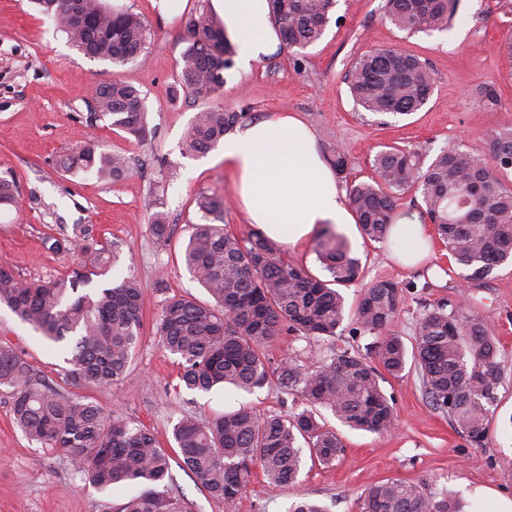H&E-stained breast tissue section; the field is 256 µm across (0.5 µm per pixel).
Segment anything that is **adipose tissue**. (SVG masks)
<instances>
[{
  "mask_svg": "<svg viewBox=\"0 0 512 512\" xmlns=\"http://www.w3.org/2000/svg\"><path fill=\"white\" fill-rule=\"evenodd\" d=\"M210 5L223 19L227 37L242 45V66L277 48L269 0H210ZM223 159L242 209L272 239L294 247L309 241L319 225L355 221L311 127L294 114L276 112L226 134ZM388 241L408 266L430 252L429 234L415 215L392 225Z\"/></svg>",
  "mask_w": 512,
  "mask_h": 512,
  "instance_id": "adipose-tissue-1",
  "label": "adipose tissue"
}]
</instances>
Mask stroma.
Instances as JSON below:
<instances>
[{"label": "stroma", "instance_id": "obj_1", "mask_svg": "<svg viewBox=\"0 0 512 512\" xmlns=\"http://www.w3.org/2000/svg\"><path fill=\"white\" fill-rule=\"evenodd\" d=\"M106 3L147 18L153 35L145 60L117 66L87 57L37 14L31 0H0V176L17 185L15 202L0 204V266L27 281L61 278L93 257L72 246L78 227L87 239L113 251L117 261L109 280L131 276L143 291L141 337L128 376L88 394L106 412L149 429L161 447H172V427L189 413L205 420L242 404L261 415L297 411L299 399L275 384L250 394L184 390L178 358L159 341L157 325L167 297L209 299L182 257L191 226L199 220L196 198L222 194L228 201L226 229L244 237L252 226L235 199L221 148L194 155L184 147L196 114L206 107L205 101L169 94L188 38L184 16L168 17L160 0ZM383 5L384 0H338L340 21L329 24L320 40L298 52L281 47L247 71L233 67L216 104L245 113L250 123L273 112L295 113L313 129L322 156L336 144L346 149L349 178L356 182L371 175L381 145L415 147L432 157L446 145L471 149L489 130L512 129V67L499 52L512 37V0H459L447 29L411 37L384 19ZM382 47L428 59L436 83L420 112L377 125L372 115L357 114L347 73L358 55ZM111 80L127 82L142 94L150 130L146 139L99 119L93 91ZM91 134L105 150L129 159L125 179L103 183L91 175L58 172L61 156ZM154 195L164 202L166 239L150 231L148 201ZM349 244L364 265L366 281L390 280L402 288L405 302L392 328L405 341L415 336L425 306L456 301L460 280L449 273L440 243H433L420 270L400 265L387 242L367 244L356 235ZM470 294L466 311L481 317L498 339L503 367L485 445L471 444L448 415L431 408L416 372L388 376L381 386L393 401V428L372 433L337 425L346 452L332 468L304 461L290 487L270 486L255 475L239 512H288L302 498L319 501L329 512H361L365 490L391 479L430 480L460 494L483 488L512 499V264L496 267ZM372 341L347 328L331 342L284 336L268 350L275 359L310 365L339 347L366 352ZM0 344L21 352L61 391H71L56 347L3 307ZM130 493L121 487L101 494L75 480L67 459L29 442L14 426L8 395L0 390V512H99L102 504Z\"/></svg>", "mask_w": 512, "mask_h": 512}]
</instances>
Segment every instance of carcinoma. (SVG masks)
I'll list each match as a JSON object with an SVG mask.
<instances>
[{
	"label": "carcinoma",
	"mask_w": 512,
	"mask_h": 512,
	"mask_svg": "<svg viewBox=\"0 0 512 512\" xmlns=\"http://www.w3.org/2000/svg\"><path fill=\"white\" fill-rule=\"evenodd\" d=\"M63 0H34L68 42L84 55L124 65L139 59L150 36L147 19L134 11H112L103 0H73L85 17L71 23ZM337 0H270L271 15L290 49L316 43L332 19ZM458 0H386L385 15L409 35L448 27ZM189 34L172 96L184 92L198 100L219 93L234 66L236 46L224 35L217 17L202 8L186 21ZM348 89L354 104L375 116L407 117L420 111L435 86L434 70L419 56L393 48L365 52L352 62ZM96 110L110 125L141 138L147 111L141 93L114 80L97 87ZM245 118L212 106L197 113L186 137L192 154L204 155ZM481 149L446 147L430 163L417 150L385 145L372 163L374 176L351 183L348 202L364 238L385 240L394 223L399 196L412 191L421 199L420 215L433 224L448 260L467 271L466 284L484 279L512 261V186L503 180L512 170V132L492 131ZM331 165L348 179L345 149H332ZM130 161L106 151L91 138L65 154L60 168L70 174H92L118 181ZM162 202L150 200V230L169 235ZM201 222L193 225L184 249L188 271L213 299L202 303L183 297L166 300L157 327L162 347L180 360V384L208 392L231 385L252 392L276 383L296 393L303 409L287 415H259L242 406L208 421L184 415L172 438L181 466L208 495L238 512L254 469L268 483L284 487L297 482L303 448L331 466L344 453L335 430L319 420L320 410L341 424L368 432L386 431L395 421L391 398L383 391L381 372L362 355L339 349L308 367L293 360H274L267 347L281 336L331 340L340 335L346 317L355 330L376 338L378 366L399 377L406 368L420 376L432 407L448 414L469 441L484 444L490 407L497 401L503 369L498 348L482 320L441 300L426 307L412 346L391 325L404 301L403 290L376 281L360 291L349 309L341 292L363 281L359 259L346 241L325 228L315 253L323 275L317 276L280 257L277 242L259 230L245 238L224 229V195L196 199ZM106 249L96 252L92 268L75 269L48 282L19 278L0 266V306L32 326L60 350L77 386L93 388L123 380L132 365L142 328L143 296L139 283L127 277L83 294L92 277L109 273ZM6 389L16 427L28 441L68 458L73 474L100 492L137 485L138 493L104 512H189L186 501L172 496L170 455L146 428L105 413L85 394L64 393L46 382L41 371L9 345H0V388ZM462 501L433 484L388 480L370 486L362 512H463Z\"/></svg>",
	"instance_id": "cac0c4a2"
}]
</instances>
